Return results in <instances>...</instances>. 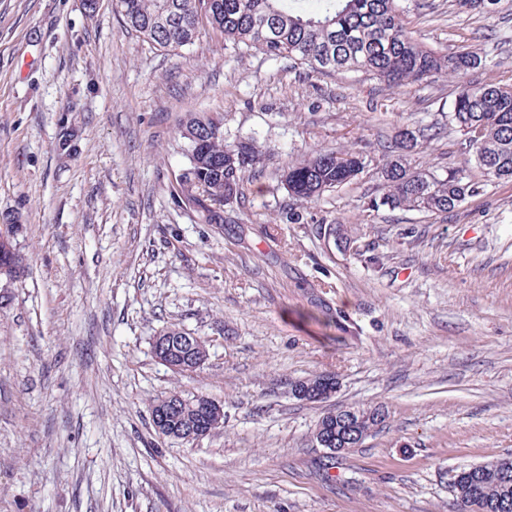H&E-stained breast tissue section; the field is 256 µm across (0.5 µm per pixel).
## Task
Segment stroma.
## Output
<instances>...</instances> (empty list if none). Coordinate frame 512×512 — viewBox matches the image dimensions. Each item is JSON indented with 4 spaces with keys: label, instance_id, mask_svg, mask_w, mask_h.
I'll use <instances>...</instances> for the list:
<instances>
[{
    "label": "stroma",
    "instance_id": "obj_1",
    "mask_svg": "<svg viewBox=\"0 0 512 512\" xmlns=\"http://www.w3.org/2000/svg\"><path fill=\"white\" fill-rule=\"evenodd\" d=\"M397 4L418 42L489 65L392 88L209 28L163 50L112 0H0V224L25 257L0 280V512H454L456 472L512 454V181L465 164L449 120L465 84L512 79V0ZM189 112L265 151L220 224L177 196ZM402 127L438 132L411 168L466 166L477 193L372 209ZM340 149L365 171L289 196L288 163ZM171 326L204 341L197 370L155 358ZM324 374L330 399L292 395ZM172 393L221 403L223 427L159 436L151 406ZM350 405L387 418L324 473L315 424ZM322 379L323 376H314L312 378H307L303 380H297L294 381L291 384L292 390L293 388L300 387L301 389L305 387L309 388H319L322 386ZM324 385H326V388H319L310 390L309 392L307 390L299 391V389L293 390V393L300 397L299 399L308 400L309 402L315 403V402H321L323 399L330 396L332 393H335L337 387H336V379L332 376L326 375L324 377Z\"/></svg>",
    "mask_w": 512,
    "mask_h": 512
}]
</instances>
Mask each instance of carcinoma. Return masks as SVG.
<instances>
[{"label": "carcinoma", "mask_w": 512, "mask_h": 512, "mask_svg": "<svg viewBox=\"0 0 512 512\" xmlns=\"http://www.w3.org/2000/svg\"><path fill=\"white\" fill-rule=\"evenodd\" d=\"M502 0H458L460 7L489 16ZM115 9L131 31L161 48L185 46L202 27L249 48L285 55L319 73L370 74L389 86L422 83L436 75H462L486 65V58L462 49L440 53L418 43L401 19L396 0H115ZM176 18L165 25L162 19ZM450 121L462 135L461 150L493 180H512V84L467 85L456 96ZM189 166L180 184L181 198L203 224L224 223L225 202L237 200L246 175L262 162L256 142H228L222 119L190 112L181 124ZM413 133L397 132L393 155L380 169L378 209L408 208L449 212L476 192L463 168L445 176L413 171L406 163ZM362 156L353 151H320L289 165L283 174L288 194L313 201L356 179ZM22 266L19 254L0 242V278L13 280ZM210 397L182 399L170 428L208 423ZM350 423L323 415L315 430L336 428L373 432L386 420L380 406H352ZM456 512H512V456L461 469L453 477Z\"/></svg>", "instance_id": "carcinoma-1"}]
</instances>
